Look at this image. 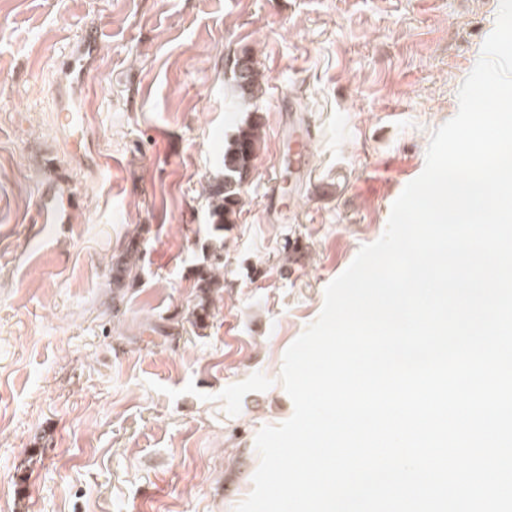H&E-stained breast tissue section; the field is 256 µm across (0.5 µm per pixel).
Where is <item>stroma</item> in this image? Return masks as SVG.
<instances>
[{
    "label": "stroma",
    "instance_id": "obj_1",
    "mask_svg": "<svg viewBox=\"0 0 512 512\" xmlns=\"http://www.w3.org/2000/svg\"><path fill=\"white\" fill-rule=\"evenodd\" d=\"M499 2L0 0V512H234L258 432L294 412L286 349L423 171ZM245 55L263 81L240 99ZM292 97L312 169L279 215L265 188ZM63 104L89 113L90 157ZM255 117L224 293L197 330L203 189ZM50 193L65 223H42ZM137 227L144 270L116 300L111 257Z\"/></svg>",
    "mask_w": 512,
    "mask_h": 512
}]
</instances>
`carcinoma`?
I'll return each mask as SVG.
<instances>
[{
    "label": "carcinoma",
    "mask_w": 512,
    "mask_h": 512,
    "mask_svg": "<svg viewBox=\"0 0 512 512\" xmlns=\"http://www.w3.org/2000/svg\"><path fill=\"white\" fill-rule=\"evenodd\" d=\"M260 74L247 57L236 60L234 82L241 98L253 97L260 87ZM260 141V123L247 122L224 143L223 173L209 184V216L216 238L198 269L195 303L188 322L196 329L207 326L211 316L212 296L224 290V230L234 223L240 203L243 176L252 166ZM142 250L140 234L131 236L122 252L113 257L112 285L120 291L139 278Z\"/></svg>",
    "instance_id": "carcinoma-1"
}]
</instances>
